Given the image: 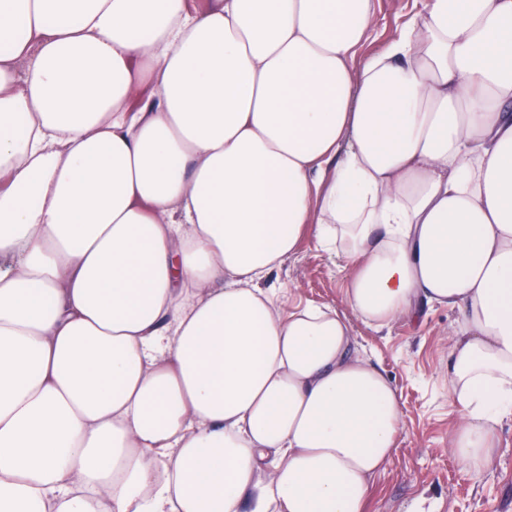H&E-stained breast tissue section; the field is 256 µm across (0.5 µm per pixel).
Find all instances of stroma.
Wrapping results in <instances>:
<instances>
[{
  "mask_svg": "<svg viewBox=\"0 0 512 512\" xmlns=\"http://www.w3.org/2000/svg\"><path fill=\"white\" fill-rule=\"evenodd\" d=\"M423 0H374L363 54L380 50ZM342 259L306 240L275 273L288 312L313 303L336 309L350 324L358 352L390 377L403 420L396 451L375 478L367 512H512V421L500 433L501 450L481 478H473L448 448V350L454 312L438 307L421 321L399 320L378 329L361 320L344 297Z\"/></svg>",
  "mask_w": 512,
  "mask_h": 512,
  "instance_id": "stroma-1",
  "label": "stroma"
}]
</instances>
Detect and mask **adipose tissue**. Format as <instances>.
<instances>
[{"mask_svg":"<svg viewBox=\"0 0 512 512\" xmlns=\"http://www.w3.org/2000/svg\"><path fill=\"white\" fill-rule=\"evenodd\" d=\"M0 0V512H366L377 328L457 311L449 449L512 416V0ZM423 0H374L369 39L361 50L363 57L380 50L398 27L422 8Z\"/></svg>","mask_w":512,"mask_h":512,"instance_id":"adipose-tissue-1","label":"adipose tissue"}]
</instances>
